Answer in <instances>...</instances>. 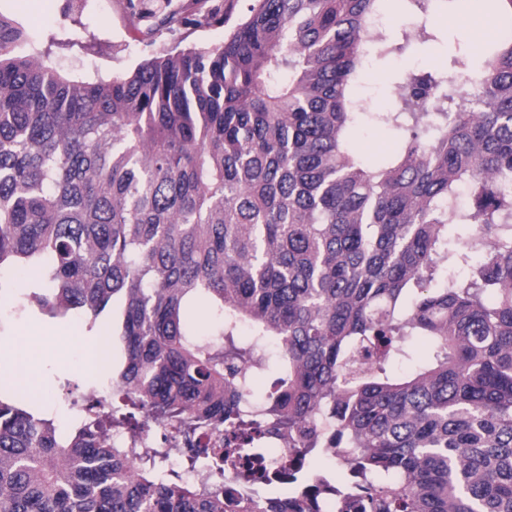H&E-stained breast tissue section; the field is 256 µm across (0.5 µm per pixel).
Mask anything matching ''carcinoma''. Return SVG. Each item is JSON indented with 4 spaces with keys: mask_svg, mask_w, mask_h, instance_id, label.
Masks as SVG:
<instances>
[{
    "mask_svg": "<svg viewBox=\"0 0 512 512\" xmlns=\"http://www.w3.org/2000/svg\"><path fill=\"white\" fill-rule=\"evenodd\" d=\"M173 2L127 0L129 17L148 38L225 23L224 0ZM391 2L251 0L224 43L96 81L0 14V268L34 274L41 314L101 322L118 389L107 406L69 391L63 435L0 381V512H512V37L454 57L472 82L409 72L371 112L364 61L437 39L372 34ZM479 6L512 29V0ZM369 121L401 133L378 164L352 144ZM147 415L227 430L184 458L210 490L160 443L112 446ZM259 417L294 436L298 489L227 501L215 462L264 476Z\"/></svg>",
    "mask_w": 512,
    "mask_h": 512,
    "instance_id": "obj_1",
    "label": "carcinoma"
}]
</instances>
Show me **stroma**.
<instances>
[{"label":"stroma","mask_w":512,"mask_h":512,"mask_svg":"<svg viewBox=\"0 0 512 512\" xmlns=\"http://www.w3.org/2000/svg\"><path fill=\"white\" fill-rule=\"evenodd\" d=\"M248 0H232L227 24L207 28L181 29L155 37L144 47L132 27L126 0H84L83 10L72 8L69 0H0V13L15 20L33 42V54L56 69L83 78L109 79L132 72L147 54L163 55L191 45L222 44L231 26L247 12ZM471 0H459L456 10L433 16L430 25L439 37L435 42L415 46L385 61L373 62L362 74L358 91L374 110L391 109L390 82L400 74L422 67H448L459 49L478 52L494 37L491 20L474 30ZM397 132L391 127L369 124L356 139L357 151L368 161L378 162L395 149ZM33 274L7 270L0 273L10 293L0 297V336L17 339L54 331L53 341L42 351L38 382L26 387L47 415H54L65 397L64 384L86 387L90 376L81 368L82 341L89 331L88 318L74 315L50 319L40 314L28 299Z\"/></svg>","instance_id":"35a3bbf8"}]
</instances>
